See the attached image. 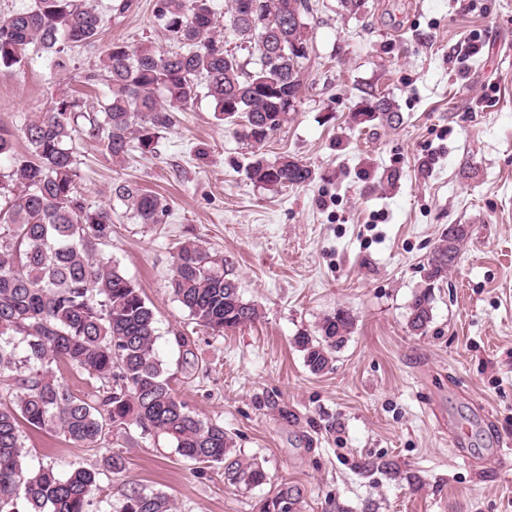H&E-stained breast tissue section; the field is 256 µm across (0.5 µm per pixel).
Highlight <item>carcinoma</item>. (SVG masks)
I'll return each instance as SVG.
<instances>
[{
    "label": "carcinoma",
    "instance_id": "obj_1",
    "mask_svg": "<svg viewBox=\"0 0 512 512\" xmlns=\"http://www.w3.org/2000/svg\"><path fill=\"white\" fill-rule=\"evenodd\" d=\"M306 0H230L225 28L251 50L240 60L217 30L213 0H157L155 17L173 49L143 43L130 49L109 44L84 75L105 83L107 92L79 130L84 103L62 92L17 135L0 126V375L16 373L15 384L0 390V512H87L101 490L98 473L77 468L60 475L50 463L27 466L20 424L59 432L70 440L97 445L106 429L139 427L161 434L178 455L198 464L224 468V482L249 491L266 482L262 465L235 448L224 425L201 418L179 399L157 358V316L112 259L98 256L112 239V216L89 206L79 186L75 143L85 134L102 154L118 160L137 139L152 151L159 132L204 95L233 126L234 134L255 147L288 122L308 59V34L297 32L292 14L305 16ZM285 45V54L266 55L262 29ZM101 17L94 0H30L0 21V68L24 65L32 52L51 54L50 67H67L72 45L98 40ZM365 122L400 121L388 98L360 113ZM248 178L263 187L285 188L312 181L313 172L290 157L274 162L254 155ZM142 224H157L161 199L128 185L116 187ZM470 226L444 229L424 265L425 286L409 304L407 325L416 335L433 321L434 288L448 279ZM169 288L196 324L222 333L260 317L257 305L239 290L232 262L200 242L175 247ZM354 327L350 313L338 309L312 333L294 338L313 374L330 368L335 353ZM64 364L101 383L78 395L57 376ZM24 500L21 511L18 501ZM302 492L281 485L260 512H300ZM119 512H174L162 492L131 486Z\"/></svg>",
    "mask_w": 512,
    "mask_h": 512
}]
</instances>
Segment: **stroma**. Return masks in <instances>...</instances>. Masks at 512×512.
<instances>
[{
  "instance_id": "stroma-1",
  "label": "stroma",
  "mask_w": 512,
  "mask_h": 512,
  "mask_svg": "<svg viewBox=\"0 0 512 512\" xmlns=\"http://www.w3.org/2000/svg\"><path fill=\"white\" fill-rule=\"evenodd\" d=\"M98 0V42L69 68L46 59L0 70V125L20 129L66 91L96 103L83 76L108 44L167 47L155 0ZM311 42L294 113L258 152L314 172L288 189L254 184L253 150L208 98L178 113L153 152L111 160L78 140L79 185L109 209L102 246L157 310L156 354L177 396L232 434L266 484L244 492L161 436L131 426L95 447L25 430L31 466L97 470L89 512H118L126 485L160 491L176 512H259L281 484L301 512H512V0H308ZM396 125L359 123L376 95ZM158 195L166 215L142 224L114 189ZM467 224L426 334L406 321L442 230ZM198 240L233 264L261 317L198 326L168 286L177 243ZM354 328L331 370L311 373L293 340L336 309ZM194 353L185 362L177 337ZM121 454L126 470L107 460ZM370 460L387 471L365 470ZM419 478L410 487L407 475Z\"/></svg>"
}]
</instances>
